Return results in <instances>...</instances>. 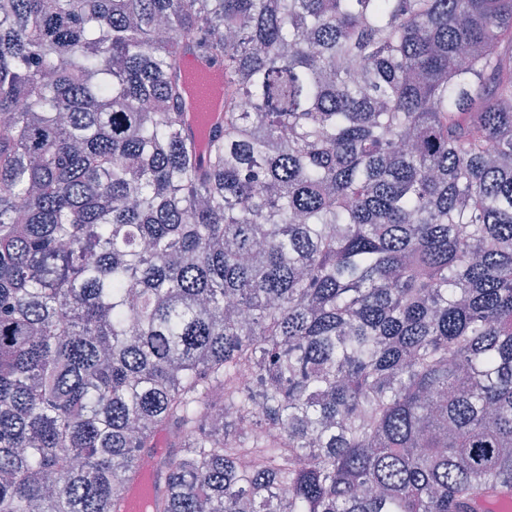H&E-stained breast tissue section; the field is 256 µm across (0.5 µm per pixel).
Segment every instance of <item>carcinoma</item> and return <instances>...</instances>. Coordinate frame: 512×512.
<instances>
[{"instance_id": "1", "label": "carcinoma", "mask_w": 512, "mask_h": 512, "mask_svg": "<svg viewBox=\"0 0 512 512\" xmlns=\"http://www.w3.org/2000/svg\"><path fill=\"white\" fill-rule=\"evenodd\" d=\"M147 474L150 512L512 493V0H0V512ZM183 70L185 75L193 71L191 79H199L200 82L191 91V96L186 100V111L188 112L187 133L198 139L197 130L201 122L211 124V127L221 123L222 112H214L213 101L216 95L214 77L218 74L223 82V75L218 67L204 60L195 51H187L184 54Z\"/></svg>"}]
</instances>
